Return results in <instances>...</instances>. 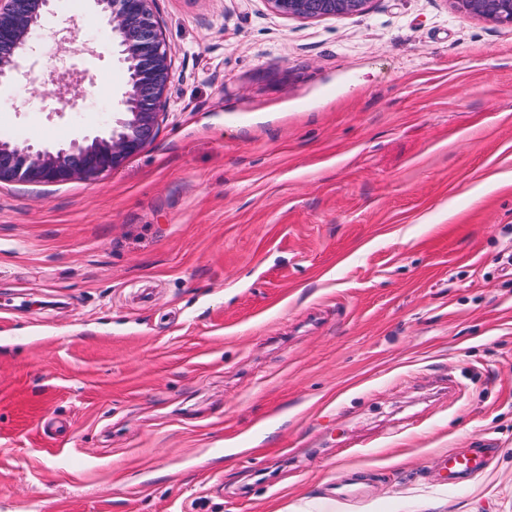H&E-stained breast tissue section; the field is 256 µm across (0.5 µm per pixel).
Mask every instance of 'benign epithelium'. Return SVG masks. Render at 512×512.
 <instances>
[{
	"mask_svg": "<svg viewBox=\"0 0 512 512\" xmlns=\"http://www.w3.org/2000/svg\"><path fill=\"white\" fill-rule=\"evenodd\" d=\"M152 0H95L107 18L124 67V84L108 122L92 137L44 146L0 139V182L95 181L152 142L170 73V47L163 39ZM457 12L495 25L512 26V0H452ZM54 0H0V85L22 75V61L40 51L44 22ZM281 15L302 19L362 15L371 0H267Z\"/></svg>",
	"mask_w": 512,
	"mask_h": 512,
	"instance_id": "obj_1",
	"label": "benign epithelium"
}]
</instances>
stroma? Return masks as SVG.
I'll list each match as a JSON object with an SVG mask.
<instances>
[{"label": "stroma", "instance_id": "35a3bbf8", "mask_svg": "<svg viewBox=\"0 0 512 512\" xmlns=\"http://www.w3.org/2000/svg\"><path fill=\"white\" fill-rule=\"evenodd\" d=\"M152 9L157 138L94 182L0 183V512H512V27ZM59 13L0 138L110 116L112 29ZM55 68L88 79L62 113ZM477 440L482 472L432 478Z\"/></svg>", "mask_w": 512, "mask_h": 512}]
</instances>
